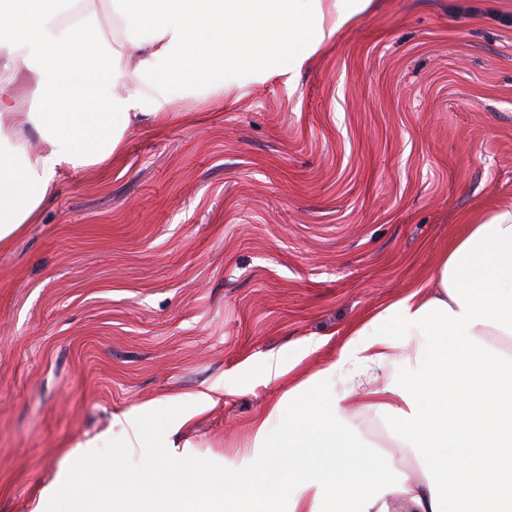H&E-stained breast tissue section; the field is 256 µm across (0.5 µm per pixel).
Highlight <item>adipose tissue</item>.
Instances as JSON below:
<instances>
[{
  "mask_svg": "<svg viewBox=\"0 0 512 512\" xmlns=\"http://www.w3.org/2000/svg\"><path fill=\"white\" fill-rule=\"evenodd\" d=\"M137 55L125 94L111 45L85 0H0V249L37 223L66 170L112 164L137 119L163 126L177 100L300 68L323 23L352 24L371 0H112ZM35 76V111H18L13 72ZM38 136V150L28 147ZM416 288L361 321L338 359L301 377L253 424L247 463L202 472L160 432L161 404L119 417L140 466L111 458L102 434L59 464L32 512H512V211L469 220ZM412 352L403 376L396 353ZM360 397L410 466L392 471L358 440L345 403ZM280 432H273V424ZM165 454L158 470L150 456Z\"/></svg>",
  "mask_w": 512,
  "mask_h": 512,
  "instance_id": "obj_1",
  "label": "adipose tissue"
}]
</instances>
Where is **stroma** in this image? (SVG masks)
Listing matches in <instances>:
<instances>
[{
	"mask_svg": "<svg viewBox=\"0 0 512 512\" xmlns=\"http://www.w3.org/2000/svg\"><path fill=\"white\" fill-rule=\"evenodd\" d=\"M178 108L197 120L130 127L0 251V512L170 396L175 416L213 395L174 439L233 473L288 387L254 379L266 356L323 370L355 323L435 290L462 217L512 208V0H373L291 77Z\"/></svg>",
	"mask_w": 512,
	"mask_h": 512,
	"instance_id": "1",
	"label": "stroma"
}]
</instances>
